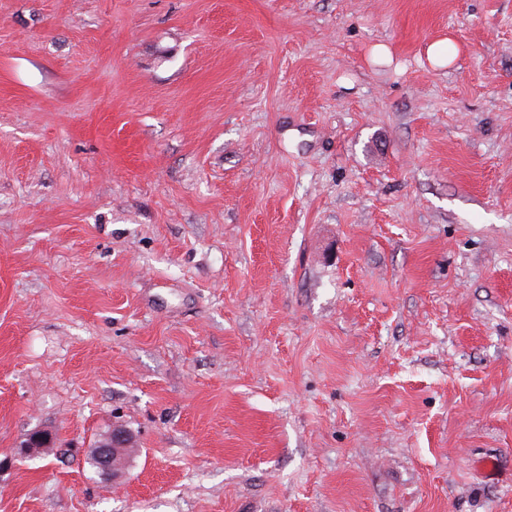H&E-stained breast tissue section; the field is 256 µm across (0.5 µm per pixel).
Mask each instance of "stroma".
<instances>
[{
	"label": "stroma",
	"instance_id": "35a3bbf8",
	"mask_svg": "<svg viewBox=\"0 0 512 512\" xmlns=\"http://www.w3.org/2000/svg\"><path fill=\"white\" fill-rule=\"evenodd\" d=\"M7 456L0 512H512V0H0ZM134 448V439L130 432L123 427L115 426L112 430L103 436L96 448H93V455L97 460V470L99 478L103 483H109L122 477L126 468L133 460L131 457L125 456L120 463L116 459L125 449ZM54 438L51 433L45 431H34L28 435L20 446V454L24 457L40 455L44 448L53 446Z\"/></svg>",
	"mask_w": 512,
	"mask_h": 512
}]
</instances>
